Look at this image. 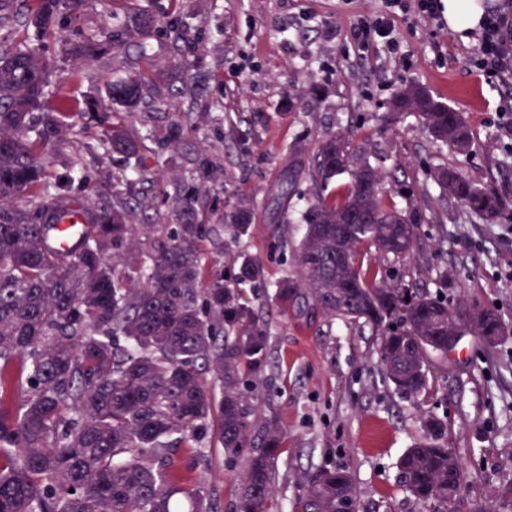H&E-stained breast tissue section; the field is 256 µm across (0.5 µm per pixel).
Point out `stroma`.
Instances as JSON below:
<instances>
[{
	"label": "stroma",
	"instance_id": "35a3bbf8",
	"mask_svg": "<svg viewBox=\"0 0 512 512\" xmlns=\"http://www.w3.org/2000/svg\"><path fill=\"white\" fill-rule=\"evenodd\" d=\"M167 10L140 68L164 73L152 111L127 116L136 132H149L145 161L112 154L97 129L79 131L50 152V174H70L74 193L129 184L155 223L173 221L177 188L195 189L200 215L219 223L225 209L243 200L254 208L248 235L204 248L212 266L221 255L246 254L263 263L266 282L256 298L271 301L289 262L275 258V235L295 242L313 185L308 175L294 184L287 216H280L274 190L289 165L308 164L322 137L341 130L384 173L387 205L419 211L414 252L380 257L361 245L357 263L368 276L397 270L408 288L434 295L446 289L451 304L497 308L507 328L499 345L486 347L464 335L447 359L438 361L428 387L400 394L380 358L371 328L341 319L310 320L271 312V384L263 413L286 431L276 466V512H289L298 479L323 467L352 476L361 512H420L399 483L396 462L426 430L433 416L465 472L453 512H474L499 487L512 483V226L469 217L442 198L432 174L447 166L472 182L512 199V79L488 84L476 68L478 31L457 33L445 16L389 14L387 0H88L80 25L120 32L133 10ZM390 15L397 49L376 42L361 48L356 24ZM196 41L184 55L170 50L181 28ZM129 70L125 50L87 65L67 58L52 77L67 96L107 98L112 82ZM179 72L205 77L191 110L177 106V87L166 78ZM427 88L462 112L473 134L469 154L433 144L415 114H393L388 103L407 83ZM207 156L214 176L200 181L194 160ZM211 495L228 508L235 485L220 450L198 461Z\"/></svg>",
	"mask_w": 512,
	"mask_h": 512
}]
</instances>
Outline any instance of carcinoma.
<instances>
[{
  "mask_svg": "<svg viewBox=\"0 0 512 512\" xmlns=\"http://www.w3.org/2000/svg\"><path fill=\"white\" fill-rule=\"evenodd\" d=\"M14 0V25L0 22V512H219L196 481L184 484L181 447L222 450L237 473L231 512H270L274 474L285 431L261 418L258 393L268 381L269 329L245 291L260 286L259 261L234 256L210 272L202 263L216 232L248 234L247 202L224 212V223L200 222L197 195L172 199L175 223L132 224L131 199L117 188L93 201L48 174V149L71 140L77 124L102 123L107 112H136L154 103L157 74L135 69L112 84L108 100L56 98L51 75L58 58L95 61L129 42L146 48L156 18L144 14L125 35L80 32L86 0ZM54 36V48L29 32ZM415 113L431 139L469 152L463 115L424 87L409 83L390 102ZM112 152L139 155L141 142L124 124L101 130ZM348 172L351 185L336 201L317 196L303 214L304 234L292 247L295 272L276 283L282 310L371 327L396 388L426 389L433 357L448 355V336L466 328L501 340L499 315L481 306L459 308L384 278L368 280L356 265L360 245L384 256L413 252L423 216L384 204L380 172L353 161L343 132H329L308 166L325 186ZM434 180L443 198L498 224L512 201L441 168ZM28 199L23 207L16 199ZM74 204L87 212L85 230L68 253L52 248L49 230ZM147 248L146 260L133 255ZM127 268L116 272L115 265ZM480 322L473 325L469 314ZM429 437L400 456L401 482L429 512H448L464 471L443 439L444 425L424 421ZM292 512H359L352 478L324 468L305 480Z\"/></svg>",
  "mask_w": 512,
  "mask_h": 512,
  "instance_id": "obj_1",
  "label": "carcinoma"
}]
</instances>
